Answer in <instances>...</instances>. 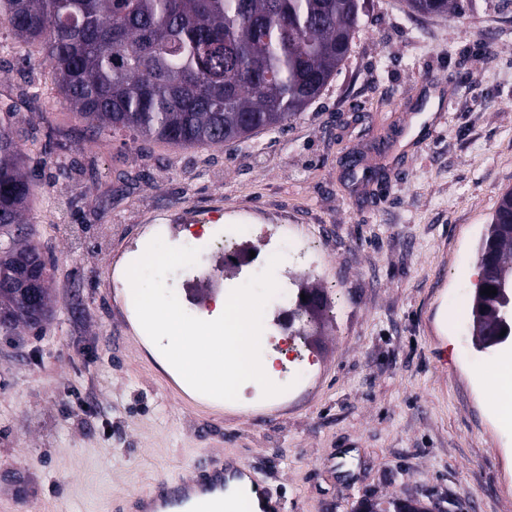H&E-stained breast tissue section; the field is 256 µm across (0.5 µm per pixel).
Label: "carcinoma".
Returning <instances> with one entry per match:
<instances>
[{
	"mask_svg": "<svg viewBox=\"0 0 512 512\" xmlns=\"http://www.w3.org/2000/svg\"><path fill=\"white\" fill-rule=\"evenodd\" d=\"M417 13L454 17L463 0H406ZM358 0H0V21L28 65L50 84L27 96L67 102L85 142L129 132L134 140L181 147L241 143L274 130L318 99L350 56ZM17 113H0V331L37 332L52 318L23 314L28 287L18 261L36 262L26 213L37 203L30 136L15 134ZM512 190L505 192L482 244L512 282Z\"/></svg>",
	"mask_w": 512,
	"mask_h": 512,
	"instance_id": "cac0c4a2",
	"label": "carcinoma"
}]
</instances>
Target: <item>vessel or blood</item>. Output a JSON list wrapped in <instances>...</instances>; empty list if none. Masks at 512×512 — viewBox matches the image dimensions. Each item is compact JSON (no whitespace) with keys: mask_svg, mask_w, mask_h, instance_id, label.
<instances>
[{"mask_svg":"<svg viewBox=\"0 0 512 512\" xmlns=\"http://www.w3.org/2000/svg\"><path fill=\"white\" fill-rule=\"evenodd\" d=\"M232 487L264 506L271 499L249 468L228 469L214 457L180 483L159 481L152 495L138 500L137 512H223L224 492Z\"/></svg>","mask_w":512,"mask_h":512,"instance_id":"b4317fda","label":"vessel or blood"}]
</instances>
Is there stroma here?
I'll return each instance as SVG.
<instances>
[{"instance_id": "obj_1", "label": "stroma", "mask_w": 512, "mask_h": 512, "mask_svg": "<svg viewBox=\"0 0 512 512\" xmlns=\"http://www.w3.org/2000/svg\"><path fill=\"white\" fill-rule=\"evenodd\" d=\"M39 71L9 58L0 106L20 122ZM30 155L43 202L30 218L56 296L37 334L0 335V512H130L159 479L211 455L251 467L283 512H356L410 496L440 512H512V431L493 416L455 289L512 189V0L453 18L360 0L349 58L283 129L207 149L79 142L48 101ZM245 218L252 265L285 224L321 267L301 279L332 305L292 393L254 402L193 390L145 335L125 269L164 228L181 246L200 211ZM212 248L170 275L206 315Z\"/></svg>"}]
</instances>
